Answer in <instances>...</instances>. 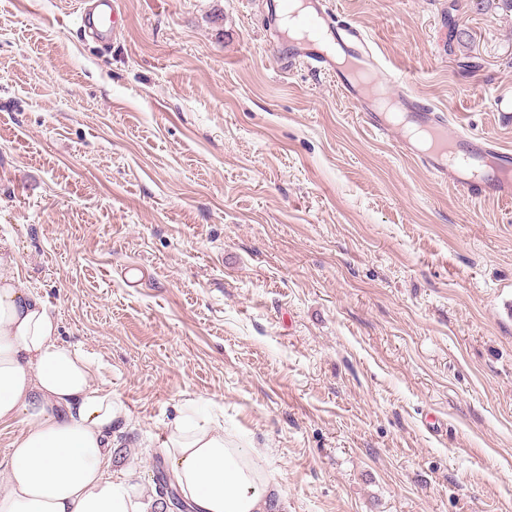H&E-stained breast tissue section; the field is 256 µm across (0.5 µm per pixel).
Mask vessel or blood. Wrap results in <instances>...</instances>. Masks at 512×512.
I'll use <instances>...</instances> for the list:
<instances>
[{"label":"vessel or blood","mask_w":512,"mask_h":512,"mask_svg":"<svg viewBox=\"0 0 512 512\" xmlns=\"http://www.w3.org/2000/svg\"><path fill=\"white\" fill-rule=\"evenodd\" d=\"M308 32L278 48L281 60L299 61L335 78L337 88L357 109L364 125L391 136L401 154L415 159L440 183L474 199L512 201V149L464 130L448 128L445 114L424 104L406 78L380 77V63L357 27L341 23L327 0H301ZM291 0H265L266 28L281 35ZM115 0H90L79 15L82 35L109 43Z\"/></svg>","instance_id":"1"}]
</instances>
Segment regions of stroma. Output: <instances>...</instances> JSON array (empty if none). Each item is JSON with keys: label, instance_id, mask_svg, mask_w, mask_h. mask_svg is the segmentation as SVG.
<instances>
[{"label": "stroma", "instance_id": "1", "mask_svg": "<svg viewBox=\"0 0 512 512\" xmlns=\"http://www.w3.org/2000/svg\"><path fill=\"white\" fill-rule=\"evenodd\" d=\"M0 0V239L126 418L219 413L288 512H512V201L445 187L282 64L262 0ZM384 73L512 149V13L333 0ZM441 428L431 431L427 417ZM87 1H90L89 5ZM117 2L118 0H84L78 22L80 33L98 43H109L117 14Z\"/></svg>", "mask_w": 512, "mask_h": 512}]
</instances>
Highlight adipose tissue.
<instances>
[{
	"label": "adipose tissue",
	"instance_id": "obj_1",
	"mask_svg": "<svg viewBox=\"0 0 512 512\" xmlns=\"http://www.w3.org/2000/svg\"><path fill=\"white\" fill-rule=\"evenodd\" d=\"M121 415L95 385L88 354L62 344L54 313L23 288L14 247L1 239L0 426L17 432L0 457V512H155L152 492L112 470ZM164 448L192 512H283L258 449L226 440L223 418L185 414Z\"/></svg>",
	"mask_w": 512,
	"mask_h": 512
}]
</instances>
